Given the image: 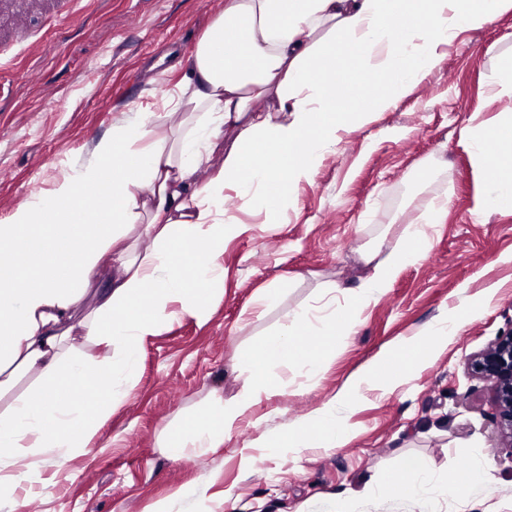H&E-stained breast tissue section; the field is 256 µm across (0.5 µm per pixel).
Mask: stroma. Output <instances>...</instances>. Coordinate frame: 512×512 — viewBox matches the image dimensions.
Wrapping results in <instances>:
<instances>
[{"label": "stroma", "mask_w": 512, "mask_h": 512, "mask_svg": "<svg viewBox=\"0 0 512 512\" xmlns=\"http://www.w3.org/2000/svg\"><path fill=\"white\" fill-rule=\"evenodd\" d=\"M223 7L224 0H78L66 34L44 21L24 46L0 43V222L86 161L114 116L147 105L162 111L163 91L178 82ZM87 28L93 37L84 36ZM439 53L413 94L342 132L277 223L234 201L230 213L248 230L224 245V278L215 286L221 300L209 319H184L144 342L127 403L87 454L51 464L54 485L19 489L22 512H145L212 473L218 479L202 512H301L322 495L350 502L380 477L403 483L404 460L452 481L477 456L489 467L488 493L449 500L446 512H512V442L501 433L491 382L469 369L472 355L512 329V213L475 212L481 174L464 145L472 117L494 122L512 113V99L487 95L512 57V9L481 29L460 30ZM36 73L41 81H33ZM426 166L423 181L417 172ZM437 196L447 197L448 215L430 248L345 326L315 382L289 362L277 376L286 392L253 411L259 424L237 423L207 456L177 457L162 447L177 415L203 412L212 393L237 396L247 377L240 360L287 311L329 284L337 307L348 310L349 290L372 273L363 250H399L405 225ZM273 286L281 305L256 318L254 297ZM463 292L476 299L473 315L447 349L394 390L364 392L348 420V444L262 456L242 470V451L341 396L387 348L454 312Z\"/></svg>", "instance_id": "35a3bbf8"}]
</instances>
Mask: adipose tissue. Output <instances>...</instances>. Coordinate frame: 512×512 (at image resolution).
Wrapping results in <instances>:
<instances>
[{
  "label": "adipose tissue",
  "instance_id": "obj_1",
  "mask_svg": "<svg viewBox=\"0 0 512 512\" xmlns=\"http://www.w3.org/2000/svg\"><path fill=\"white\" fill-rule=\"evenodd\" d=\"M509 7L512 0H224L165 92L164 112L135 109L53 190L0 224V396H12L0 411V512H19V487L47 463L87 453L135 388L145 340L172 321L208 318L224 244L245 231L224 207L227 192L274 219L300 183L313 181L341 130L411 95L439 46ZM467 147L483 175L476 212L512 213V135L481 123ZM446 209L428 201L420 222L405 226L403 249L382 259L365 252L373 273L353 292V311L424 256ZM89 293L95 308L75 345L63 326ZM471 307L461 297L457 315L435 320L425 343L373 360L346 395L267 441V453L344 444L355 398L382 382L398 385L444 349ZM343 325L329 302L286 312L245 356L240 394L212 396L206 415L182 416L166 447L198 455L223 447L237 422L282 391L276 375L289 360L299 359L306 380L317 378L319 356ZM30 372L34 386L15 393ZM404 475L422 512L439 498L489 489L480 457L453 484L412 465ZM397 493L396 483L375 482L350 505L320 497L306 512H369L373 497Z\"/></svg>",
  "mask_w": 512,
  "mask_h": 512
}]
</instances>
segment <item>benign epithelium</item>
Instances as JSON below:
<instances>
[{
    "instance_id": "benign-epithelium-1",
    "label": "benign epithelium",
    "mask_w": 512,
    "mask_h": 512,
    "mask_svg": "<svg viewBox=\"0 0 512 512\" xmlns=\"http://www.w3.org/2000/svg\"><path fill=\"white\" fill-rule=\"evenodd\" d=\"M472 370L492 383V404L501 430L512 437V330L473 357Z\"/></svg>"
}]
</instances>
